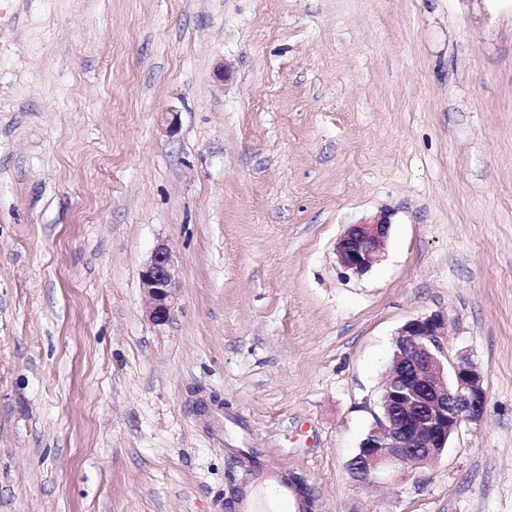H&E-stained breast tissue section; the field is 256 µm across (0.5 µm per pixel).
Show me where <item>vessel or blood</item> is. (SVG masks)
Listing matches in <instances>:
<instances>
[{
	"instance_id": "1",
	"label": "vessel or blood",
	"mask_w": 512,
	"mask_h": 512,
	"mask_svg": "<svg viewBox=\"0 0 512 512\" xmlns=\"http://www.w3.org/2000/svg\"><path fill=\"white\" fill-rule=\"evenodd\" d=\"M252 474L240 489L234 502V512H261L260 493L264 488H274L280 512H308L309 500L301 495L289 481L287 473L274 466L251 463Z\"/></svg>"
}]
</instances>
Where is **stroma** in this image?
<instances>
[{
    "label": "stroma",
    "instance_id": "1",
    "mask_svg": "<svg viewBox=\"0 0 512 512\" xmlns=\"http://www.w3.org/2000/svg\"><path fill=\"white\" fill-rule=\"evenodd\" d=\"M432 315L483 412L360 482ZM247 452L312 512H512V0H0V512H232ZM390 225L383 215L348 226L335 246L336 265L345 276H362L381 260ZM176 260L165 244H159L140 272L146 298V314L157 325L169 323L178 309L179 288Z\"/></svg>",
    "mask_w": 512,
    "mask_h": 512
}]
</instances>
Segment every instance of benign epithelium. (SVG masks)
<instances>
[{
  "label": "benign epithelium",
  "mask_w": 512,
  "mask_h": 512,
  "mask_svg": "<svg viewBox=\"0 0 512 512\" xmlns=\"http://www.w3.org/2000/svg\"><path fill=\"white\" fill-rule=\"evenodd\" d=\"M389 228L384 215L349 225L335 246L341 272L348 277L368 273L382 258ZM140 280L149 320L157 325L172 321L179 301L178 269L168 246L155 248ZM444 335L445 322L435 315L410 320L398 332L381 413L350 463L358 480L369 483L398 465L432 463L462 423L480 416L486 401L481 375L467 358L445 370Z\"/></svg>",
  "instance_id": "1"
}]
</instances>
